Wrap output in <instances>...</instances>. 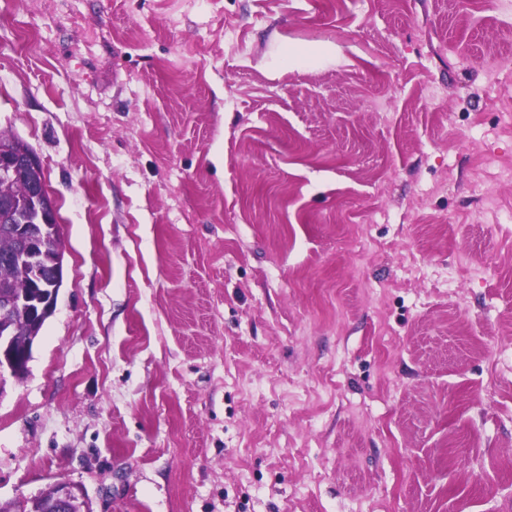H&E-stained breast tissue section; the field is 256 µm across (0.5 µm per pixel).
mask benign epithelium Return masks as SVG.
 <instances>
[{
  "label": "benign epithelium",
  "instance_id": "1",
  "mask_svg": "<svg viewBox=\"0 0 512 512\" xmlns=\"http://www.w3.org/2000/svg\"><path fill=\"white\" fill-rule=\"evenodd\" d=\"M43 170L39 156L20 139L0 140V186H9L20 170ZM58 229V211L55 200L48 194L44 182L33 183L28 196L16 201L8 196L0 199V231L11 235L17 249L0 257V263L10 265L15 262L27 263L43 268L48 291L43 298L35 301L36 320L55 312L60 288L64 282L63 248H58L54 255L46 256L38 249V240L50 230ZM13 333L4 329L0 331V386L5 375L19 381L28 370L30 351L17 356L12 351ZM86 489L69 480L61 479L52 484V497L47 507L60 512L62 509L80 510L85 508Z\"/></svg>",
  "mask_w": 512,
  "mask_h": 512
}]
</instances>
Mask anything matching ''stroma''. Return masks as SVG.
I'll use <instances>...</instances> for the list:
<instances>
[{
    "mask_svg": "<svg viewBox=\"0 0 512 512\" xmlns=\"http://www.w3.org/2000/svg\"><path fill=\"white\" fill-rule=\"evenodd\" d=\"M512 0H0L64 283L0 503L512 512ZM86 489L78 483L61 479L52 484V497L47 508L55 510L67 509L85 510L84 501L87 500Z\"/></svg>",
    "mask_w": 512,
    "mask_h": 512,
    "instance_id": "1",
    "label": "stroma"
}]
</instances>
